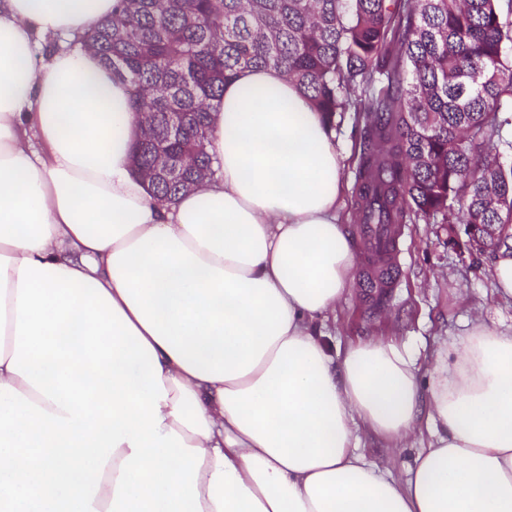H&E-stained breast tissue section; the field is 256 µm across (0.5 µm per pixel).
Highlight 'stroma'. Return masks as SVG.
<instances>
[{
    "instance_id": "35a3bbf8",
    "label": "stroma",
    "mask_w": 512,
    "mask_h": 512,
    "mask_svg": "<svg viewBox=\"0 0 512 512\" xmlns=\"http://www.w3.org/2000/svg\"><path fill=\"white\" fill-rule=\"evenodd\" d=\"M354 120L345 117L336 135L344 160L340 219L350 236L358 226L355 210L356 135ZM491 254L469 255L466 248L448 242V227L441 221L413 220L403 225L398 276L392 290L364 291L360 280L367 257L356 247L353 281L335 314L321 325L338 348L358 341L396 337L420 349H433L470 328L476 318L506 329L512 327V298L500 297L490 277ZM367 460L395 479H404L418 448L417 442L392 448L362 435Z\"/></svg>"
}]
</instances>
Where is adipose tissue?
Wrapping results in <instances>:
<instances>
[{
    "mask_svg": "<svg viewBox=\"0 0 512 512\" xmlns=\"http://www.w3.org/2000/svg\"><path fill=\"white\" fill-rule=\"evenodd\" d=\"M122 0H0V512H512V332L335 354L352 279L334 133L278 69L212 114L218 172L159 204L127 82L76 40ZM59 42L44 64V44ZM428 437L406 480L359 430Z\"/></svg>",
    "mask_w": 512,
    "mask_h": 512,
    "instance_id": "1",
    "label": "adipose tissue"
}]
</instances>
